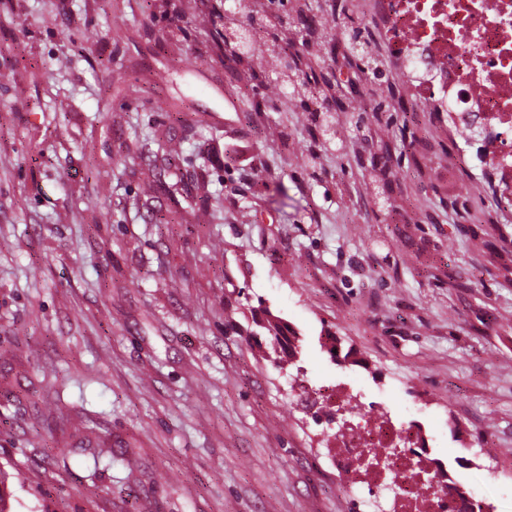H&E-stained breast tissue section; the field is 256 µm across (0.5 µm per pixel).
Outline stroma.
<instances>
[{"label":"stroma","mask_w":512,"mask_h":512,"mask_svg":"<svg viewBox=\"0 0 512 512\" xmlns=\"http://www.w3.org/2000/svg\"><path fill=\"white\" fill-rule=\"evenodd\" d=\"M218 2L0 0L11 512H382L337 493L301 372L420 420L482 512H512V202L476 144L402 109L361 0H294L327 32L355 17L384 63L293 42L340 77V154L268 55L225 58ZM259 326L264 330L265 336L269 337L271 341L278 345L286 356H293L292 348L281 342V336H287L288 333L291 332L290 327L286 323L282 322L271 312L266 311L265 319L259 324Z\"/></svg>","instance_id":"35a3bbf8"}]
</instances>
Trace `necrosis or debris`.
Returning a JSON list of instances; mask_svg holds the SVG:
<instances>
[{
    "mask_svg": "<svg viewBox=\"0 0 512 512\" xmlns=\"http://www.w3.org/2000/svg\"><path fill=\"white\" fill-rule=\"evenodd\" d=\"M393 59L420 73L413 87L428 111L450 113L460 130L479 115L485 159L512 188V0H369ZM297 402L338 423L326 445L344 495L386 498V512H456L449 474L426 450L425 432L381 402L363 403L345 387L297 379Z\"/></svg>",
    "mask_w": 512,
    "mask_h": 512,
    "instance_id": "necrosis-or-debris-1",
    "label": "necrosis or debris"
}]
</instances>
